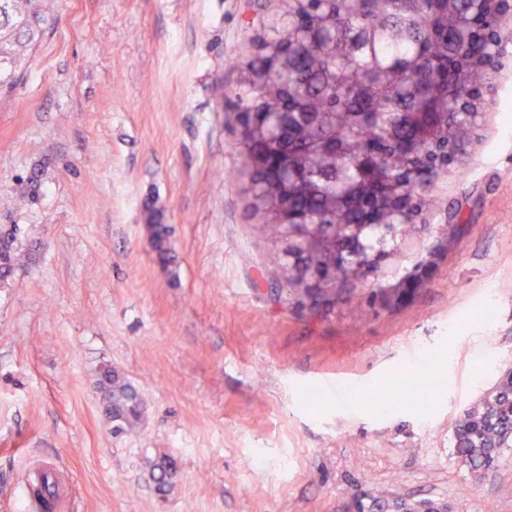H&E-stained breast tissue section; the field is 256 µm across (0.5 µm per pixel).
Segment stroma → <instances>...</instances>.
Returning <instances> with one entry per match:
<instances>
[{
  "label": "stroma",
  "mask_w": 512,
  "mask_h": 512,
  "mask_svg": "<svg viewBox=\"0 0 512 512\" xmlns=\"http://www.w3.org/2000/svg\"><path fill=\"white\" fill-rule=\"evenodd\" d=\"M41 2L53 23L0 99V233L28 256L0 285V512H27L39 467L66 485L58 512H512V447L478 475L451 448L512 369V14L435 206L326 313L290 299L230 147L281 0ZM104 364L145 401L124 435ZM336 375L363 403L322 386ZM148 224L151 248L156 259L164 265L169 266L175 261V255L170 242L168 224H160L155 215L151 214Z\"/></svg>",
  "instance_id": "obj_1"
}]
</instances>
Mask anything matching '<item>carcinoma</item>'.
<instances>
[{
	"label": "carcinoma",
	"instance_id": "1",
	"mask_svg": "<svg viewBox=\"0 0 512 512\" xmlns=\"http://www.w3.org/2000/svg\"><path fill=\"white\" fill-rule=\"evenodd\" d=\"M33 0H0V91L16 85L21 67L52 19ZM488 0H283L264 39L268 51L288 46L279 68L263 58L245 64L240 111L252 125L238 131L231 149L251 177L258 232L281 245L279 261L288 293L319 309L354 301L369 268L389 252L379 224L342 226L341 196L363 177L382 178L391 190L399 177L423 171L431 146L455 153L472 121L436 89L437 69L458 60L475 17ZM295 13L315 21L300 29ZM431 94L440 113L430 126L409 117L426 109ZM385 134L383 159L370 140ZM151 248L164 265L175 261L169 226L150 215ZM21 262L14 241L0 237V283ZM103 412L112 433L138 425L143 400L113 369L97 374ZM512 446V370L464 410L453 431L456 457L474 473L494 465Z\"/></svg>",
	"mask_w": 512,
	"mask_h": 512
}]
</instances>
